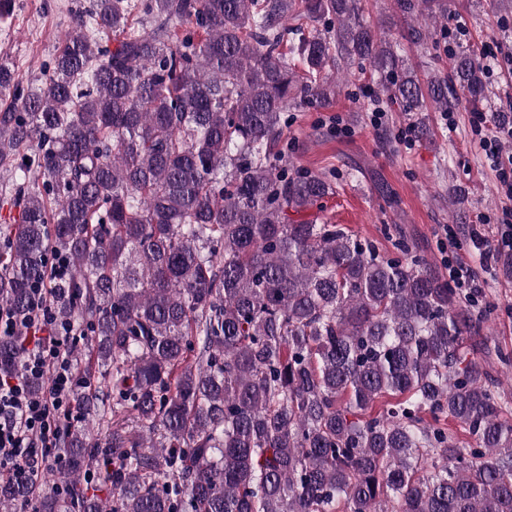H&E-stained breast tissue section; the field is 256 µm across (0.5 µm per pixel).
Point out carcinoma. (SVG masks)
<instances>
[{
  "instance_id": "cac0c4a2",
  "label": "carcinoma",
  "mask_w": 512,
  "mask_h": 512,
  "mask_svg": "<svg viewBox=\"0 0 512 512\" xmlns=\"http://www.w3.org/2000/svg\"><path fill=\"white\" fill-rule=\"evenodd\" d=\"M363 2L91 0L41 76L0 62V202L18 209L0 305L24 316L64 254L51 299L92 340L73 356L84 424L41 476L64 490L37 512H512V400L490 373L512 359L407 240L390 256L302 218L334 187L280 146L350 59L407 112L492 111L478 50L422 82ZM447 15L394 0L417 47ZM18 359L0 339V374ZM31 496L0 480V512Z\"/></svg>"
}]
</instances>
